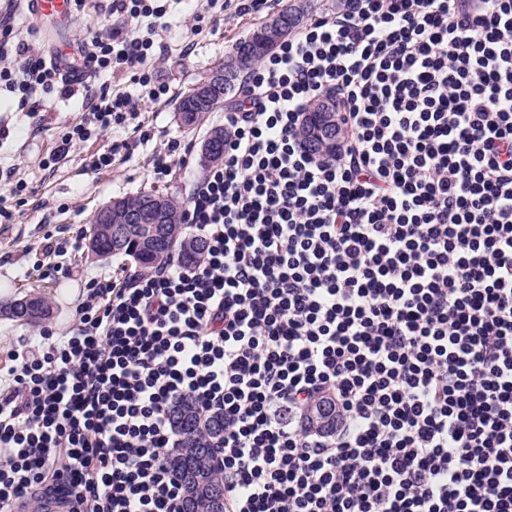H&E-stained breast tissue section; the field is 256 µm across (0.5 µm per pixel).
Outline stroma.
Returning a JSON list of instances; mask_svg holds the SVG:
<instances>
[{
	"mask_svg": "<svg viewBox=\"0 0 512 512\" xmlns=\"http://www.w3.org/2000/svg\"><path fill=\"white\" fill-rule=\"evenodd\" d=\"M287 3L288 0H267L259 10L242 14L230 2L219 23L206 20L198 24L193 14L201 8L199 0H175L164 18L162 35L167 55L154 67L156 81L169 86V94L158 101L150 100L145 88L131 84L129 76L122 73H108L99 79L110 92L128 93L136 99L137 121L150 130V139L139 141L130 126L114 129L98 140L72 148L52 172L41 170L39 161L54 146L58 126L79 119L81 97L54 102L37 131L27 113L18 109L16 98L0 92V121L10 128L9 137L0 140V164L16 166L20 176L35 189L25 206L15 208L11 223H0V287L10 289L15 298L30 293L46 298L51 315L45 325L56 335H66L73 328L77 309L85 298L86 280L111 275L122 267L132 272L136 266L123 257L92 256L82 247L66 257L72 267L71 276L60 277L40 263L44 234L65 226L74 231L85 230L98 208L143 191L188 199L205 172L198 156L202 140L208 128L223 125L224 114L211 113L204 127L185 130L175 116L179 97L203 81L253 27L277 14ZM174 138L189 144L192 154L187 163L175 165L166 181H157L153 160L164 154L169 140ZM122 141L131 142L132 147L116 153L111 167L97 173L86 170L85 159L91 152ZM36 334V328L0 315V390L11 384L7 371L12 351L22 348Z\"/></svg>",
	"mask_w": 512,
	"mask_h": 512,
	"instance_id": "obj_1",
	"label": "stroma"
}]
</instances>
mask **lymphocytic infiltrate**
<instances>
[{
  "label": "lymphocytic infiltrate",
  "mask_w": 512,
  "mask_h": 512,
  "mask_svg": "<svg viewBox=\"0 0 512 512\" xmlns=\"http://www.w3.org/2000/svg\"><path fill=\"white\" fill-rule=\"evenodd\" d=\"M168 2L98 0L74 77L0 0V88L36 120L82 99L42 169L135 119L102 73L168 94L139 28ZM325 96L329 157L299 136ZM224 126L183 213L205 260L90 279L71 334L14 353L0 512H180L186 397L224 417V512H512V0H347L249 70Z\"/></svg>",
  "instance_id": "obj_1"
}]
</instances>
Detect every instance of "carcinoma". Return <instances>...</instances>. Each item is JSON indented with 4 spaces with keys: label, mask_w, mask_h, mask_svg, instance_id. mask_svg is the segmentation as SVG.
Wrapping results in <instances>:
<instances>
[{
    "label": "carcinoma",
    "mask_w": 512,
    "mask_h": 512,
    "mask_svg": "<svg viewBox=\"0 0 512 512\" xmlns=\"http://www.w3.org/2000/svg\"><path fill=\"white\" fill-rule=\"evenodd\" d=\"M248 65L251 68L261 59L273 53L279 44H273L264 37L262 27L253 30L248 38ZM243 77H238L223 85L211 87L209 98L198 105L188 118L180 120L186 128L197 127L204 121L207 114L224 107L226 96L241 84ZM314 117L311 124L301 128L303 142L310 143V130L322 121L324 113H330L336 119V104L332 98H325L309 107ZM219 134V139L205 140V151L201 152L202 166L208 167L218 162L223 155L224 136L226 131L221 127L212 129ZM158 199L161 201L160 214L162 240L152 254L146 256L142 250L143 226L130 225V231L123 246L112 250V225L103 224L98 216H92L89 229L86 230L88 248L91 254L107 258L109 256L128 257L142 270L156 269L176 257L187 266H195L205 259L208 242L199 235L187 233L182 224V212L185 201L175 195L140 192L116 201V204L139 206L144 202ZM0 313L16 318L29 325H37L50 315V308L41 297L16 298L3 306ZM172 422L179 433L180 442L175 455L171 458L173 468L179 473L183 487L184 512H216L218 502L224 501V477L215 467L211 455L213 441L224 431L223 417L215 414L203 419L197 414L195 405L189 400L176 404L171 411Z\"/></svg>",
    "instance_id": "cac0c4a2"
}]
</instances>
